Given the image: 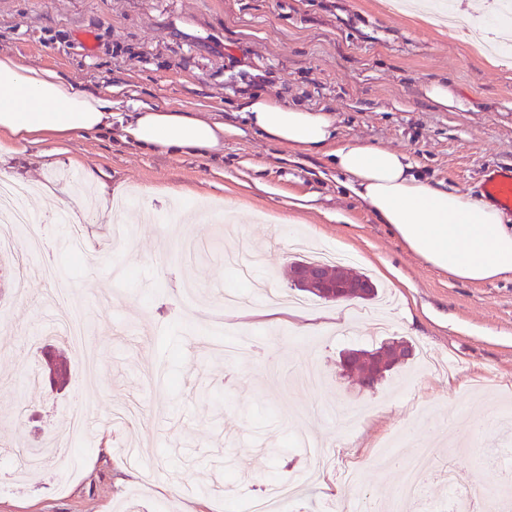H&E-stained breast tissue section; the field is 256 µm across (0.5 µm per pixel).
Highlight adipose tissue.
I'll list each match as a JSON object with an SVG mask.
<instances>
[{
    "instance_id": "adipose-tissue-1",
    "label": "adipose tissue",
    "mask_w": 512,
    "mask_h": 512,
    "mask_svg": "<svg viewBox=\"0 0 512 512\" xmlns=\"http://www.w3.org/2000/svg\"><path fill=\"white\" fill-rule=\"evenodd\" d=\"M249 127L288 148L333 157L346 187L380 223L427 265L456 280L481 283L512 277V226L502 211L460 190L416 175L407 155L357 141L337 143L336 120L259 93L241 109ZM112 101L72 84L56 71L25 67L0 55V133L20 147L111 127ZM127 138L167 151L224 149V123L170 108L135 110Z\"/></svg>"
}]
</instances>
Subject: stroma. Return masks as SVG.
Listing matches in <instances>:
<instances>
[{"mask_svg": "<svg viewBox=\"0 0 512 512\" xmlns=\"http://www.w3.org/2000/svg\"><path fill=\"white\" fill-rule=\"evenodd\" d=\"M482 2L437 0L434 13L472 11L453 35L433 13L390 0H0V54L111 91L116 112L137 103L235 129L212 155L141 147L117 127L0 149V175L37 189L42 230L25 280L0 293V512H247L313 452L356 462L359 479L350 487L325 471L295 512H363L404 480L381 455L406 460L432 442L503 508L495 462L512 434L499 423L472 432L465 418L512 412V279L462 283L428 266L329 157L272 143L239 113L257 90L333 111L339 141L405 150L423 177L475 194L484 169L512 165V43L500 39L497 53L480 44L498 33ZM433 82L458 107L434 105ZM75 181L93 190L85 259L55 220ZM296 235L353 254L383 301L340 311L310 297L267 314L266 294L294 293ZM250 242L265 262L245 301L224 307L240 281L224 257ZM59 288L85 311L86 352L46 320L60 312L45 299ZM206 325L244 353L229 363L211 353ZM393 339L420 355L370 391L342 374V350ZM45 345L68 357L64 390L40 374ZM299 367L320 375L303 393ZM158 370L161 391L150 384ZM79 414L110 423L69 431ZM58 445L71 446L74 468L49 462L14 483L15 450Z\"/></svg>", "mask_w": 512, "mask_h": 512, "instance_id": "1", "label": "stroma"}]
</instances>
